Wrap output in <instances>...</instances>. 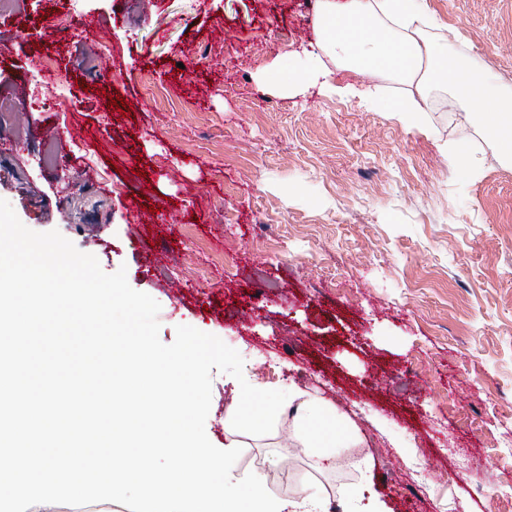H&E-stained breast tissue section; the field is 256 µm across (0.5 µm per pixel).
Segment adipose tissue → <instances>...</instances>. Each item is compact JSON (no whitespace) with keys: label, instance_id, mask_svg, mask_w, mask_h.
<instances>
[{"label":"adipose tissue","instance_id":"ef3b65f1","mask_svg":"<svg viewBox=\"0 0 512 512\" xmlns=\"http://www.w3.org/2000/svg\"><path fill=\"white\" fill-rule=\"evenodd\" d=\"M315 46L272 65L258 80L266 87L299 97L312 87L370 105L384 104L409 127H420L421 109L413 97L381 101L371 90L337 84L327 59L357 69H383L408 84L431 76L444 80L466 107L467 119L482 125L512 159V99L488 76L472 77L466 66L448 57L445 46L421 42L415 34L424 21L421 0H317ZM290 432L309 452L315 467H336V451L351 448L359 433L343 423L324 401L299 391L288 395Z\"/></svg>","mask_w":512,"mask_h":512}]
</instances>
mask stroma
I'll return each mask as SVG.
<instances>
[{
	"mask_svg": "<svg viewBox=\"0 0 512 512\" xmlns=\"http://www.w3.org/2000/svg\"><path fill=\"white\" fill-rule=\"evenodd\" d=\"M427 7L424 39L512 91V0ZM316 24L310 0H17L0 18V96L26 85V119L0 124V199L125 270L160 304L162 343L182 324L215 335L250 385L319 397L371 447L320 471L287 412L267 435L239 432L240 386L216 371L205 431L241 447L233 480L263 470L276 497L310 482L335 512L364 481L387 512H512V163L435 80L416 93L335 73L414 94L423 132L356 97L260 85ZM44 60L60 80L40 77ZM75 119L92 144L55 137ZM459 144L477 164L466 179L448 159Z\"/></svg>",
	"mask_w": 512,
	"mask_h": 512,
	"instance_id": "35a3bbf8",
	"label": "stroma"
}]
</instances>
